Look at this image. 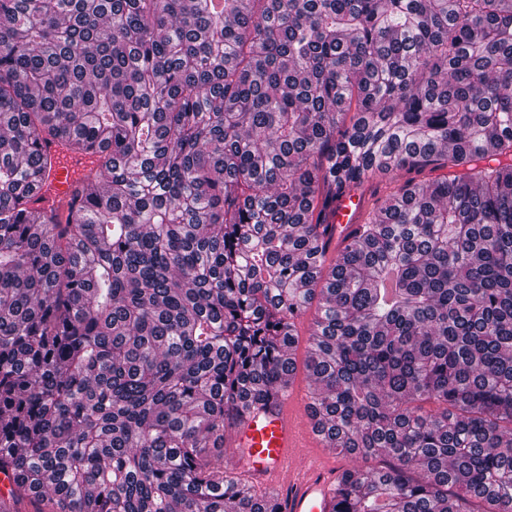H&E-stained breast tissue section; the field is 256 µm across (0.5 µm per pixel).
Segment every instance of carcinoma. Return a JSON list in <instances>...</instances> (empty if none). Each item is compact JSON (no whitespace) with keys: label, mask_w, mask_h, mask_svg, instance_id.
<instances>
[{"label":"carcinoma","mask_w":512,"mask_h":512,"mask_svg":"<svg viewBox=\"0 0 512 512\" xmlns=\"http://www.w3.org/2000/svg\"><path fill=\"white\" fill-rule=\"evenodd\" d=\"M322 277L310 416L392 459L332 512H512V0H0V512H282L224 431ZM52 144L46 146L45 142L42 141L43 153L49 155L53 162L55 158L57 163L52 166L50 173L49 184L51 186V192L47 190V185L35 195L34 201L39 200L32 204L35 208H46L49 204L53 205L55 214L58 216V220L64 222L66 220L68 201L72 195L74 188L77 186V181L82 183V180L88 174L91 168V163L95 156L87 157H64V151L61 145L54 140H50ZM53 202V203H51ZM371 183L378 190L377 197H384L386 194L393 191L397 184L396 180L394 179L392 174L376 173L371 178L370 182L361 189L366 197V206H365L364 215L367 214L368 212L372 211V208H373L374 198L371 196V190H372ZM363 207L364 201L355 192L343 196L336 202V213L332 218L336 243L357 227L362 220Z\"/></svg>","instance_id":"carcinoma-1"}]
</instances>
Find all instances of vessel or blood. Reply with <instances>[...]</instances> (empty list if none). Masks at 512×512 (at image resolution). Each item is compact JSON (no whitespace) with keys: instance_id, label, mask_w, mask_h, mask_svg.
I'll return each instance as SVG.
<instances>
[{"instance_id":"b4317fda","label":"vessel or blood","mask_w":512,"mask_h":512,"mask_svg":"<svg viewBox=\"0 0 512 512\" xmlns=\"http://www.w3.org/2000/svg\"><path fill=\"white\" fill-rule=\"evenodd\" d=\"M55 164L49 189L38 194L37 208L54 207L58 218L67 215L68 201L78 181L91 167L89 158L66 156L59 143L44 149ZM364 202L358 194L343 196L332 218L335 239H343L359 224ZM305 400L294 391L281 394L275 404L250 411L235 425L226 442V460L236 475L261 493L289 487L283 512H331L338 478L326 461L307 454L316 440L313 427L302 421Z\"/></svg>"}]
</instances>
